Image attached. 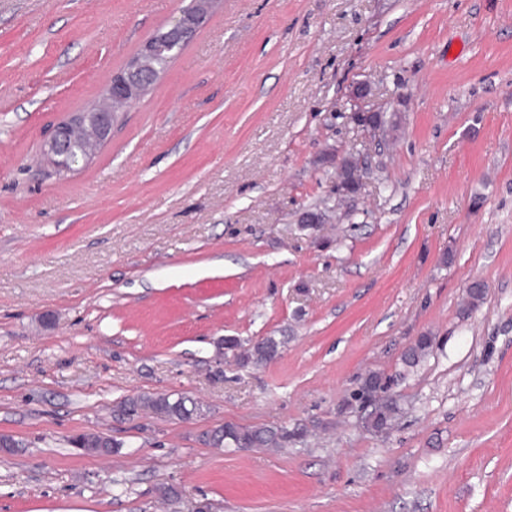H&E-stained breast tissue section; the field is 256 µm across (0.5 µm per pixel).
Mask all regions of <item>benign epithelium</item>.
I'll return each mask as SVG.
<instances>
[{
  "label": "benign epithelium",
  "mask_w": 512,
  "mask_h": 512,
  "mask_svg": "<svg viewBox=\"0 0 512 512\" xmlns=\"http://www.w3.org/2000/svg\"><path fill=\"white\" fill-rule=\"evenodd\" d=\"M219 0H195L192 8L178 12L167 25L170 37L166 49L170 57H177L185 45L206 24L213 6ZM141 56L128 59L124 67L113 72L105 86V103L96 112H71L55 127L51 136L44 142L42 151L55 173L61 177L76 170L79 163H88L94 156V148L107 143L112 137V129L118 113L113 107L128 106L138 101L153 86V77L148 72L155 55V45L145 38L140 46ZM85 128L91 135V145L76 154L69 147L71 132Z\"/></svg>",
  "instance_id": "1"
}]
</instances>
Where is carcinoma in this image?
<instances>
[{"mask_svg": "<svg viewBox=\"0 0 512 512\" xmlns=\"http://www.w3.org/2000/svg\"><path fill=\"white\" fill-rule=\"evenodd\" d=\"M361 188L358 169L351 166L344 173L341 189L345 194L352 195ZM483 285L475 282L465 292L461 312L468 314L478 308L485 296ZM281 342L274 337H266L251 347L237 354V362L242 367L259 366L271 361L277 354ZM436 345V337L428 334L421 335L416 344L409 347L401 357V362L406 371H411L433 352ZM149 411L155 415L177 420H190L199 415L202 406L197 400L180 395L173 398L162 394L156 396H143L128 398L120 401L115 412L122 416H136L141 412ZM402 414L400 405L394 402H386L373 406V415L378 425L382 426L385 433H390L398 423ZM306 432L302 428L288 429L279 427H242L232 422L212 429L202 435L203 442L214 448H286L290 444L302 441ZM71 443L77 448H85L91 453L109 454L116 444L100 433L80 434L72 438Z\"/></svg>", "mask_w": 512, "mask_h": 512, "instance_id": "cac0c4a2", "label": "carcinoma"}]
</instances>
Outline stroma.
Listing matches in <instances>:
<instances>
[{
	"mask_svg": "<svg viewBox=\"0 0 512 512\" xmlns=\"http://www.w3.org/2000/svg\"><path fill=\"white\" fill-rule=\"evenodd\" d=\"M181 5L0 0V512H512V0H224L56 176L53 126ZM268 336L257 367L223 347ZM371 372L399 379L385 436L350 401ZM160 394L204 412L115 411ZM227 421L308 435L201 442ZM419 337L420 336H417L416 340H418ZM435 345V336H430L429 334L421 335L417 343L413 344L402 354L401 362L405 370L409 372L420 366L433 352ZM71 443L77 448H87L88 452L98 454H109L117 445L100 433L80 434L72 438Z\"/></svg>",
	"mask_w": 512,
	"mask_h": 512,
	"instance_id": "35a3bbf8",
	"label": "stroma"
}]
</instances>
